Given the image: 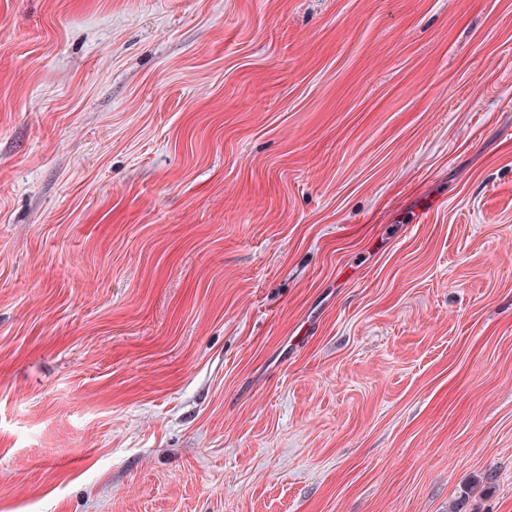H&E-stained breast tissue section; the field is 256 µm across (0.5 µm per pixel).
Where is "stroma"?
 <instances>
[{
	"instance_id": "obj_1",
	"label": "stroma",
	"mask_w": 512,
	"mask_h": 512,
	"mask_svg": "<svg viewBox=\"0 0 512 512\" xmlns=\"http://www.w3.org/2000/svg\"><path fill=\"white\" fill-rule=\"evenodd\" d=\"M0 512H512V0H0Z\"/></svg>"
}]
</instances>
